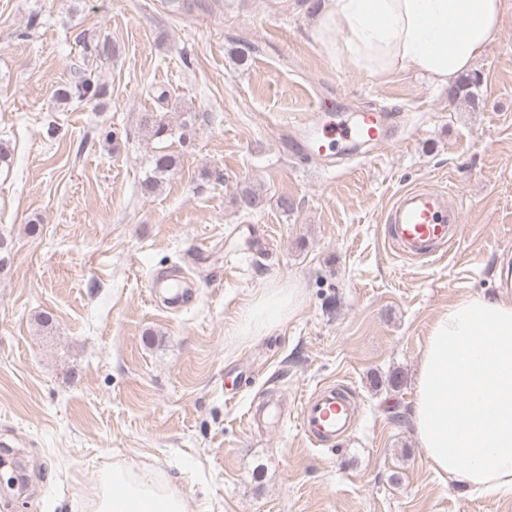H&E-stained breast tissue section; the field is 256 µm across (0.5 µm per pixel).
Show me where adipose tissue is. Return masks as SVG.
<instances>
[{
	"instance_id": "ef3b65f1",
	"label": "adipose tissue",
	"mask_w": 512,
	"mask_h": 512,
	"mask_svg": "<svg viewBox=\"0 0 512 512\" xmlns=\"http://www.w3.org/2000/svg\"><path fill=\"white\" fill-rule=\"evenodd\" d=\"M502 0H325L312 35L333 58L375 77L416 72L452 84L493 41ZM300 307L294 287L265 289L238 326L270 329ZM412 422L432 469L471 491L512 493V302L460 299L433 323ZM83 512H191L151 471L116 465Z\"/></svg>"
}]
</instances>
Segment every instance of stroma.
<instances>
[{"instance_id": "1", "label": "stroma", "mask_w": 512, "mask_h": 512, "mask_svg": "<svg viewBox=\"0 0 512 512\" xmlns=\"http://www.w3.org/2000/svg\"><path fill=\"white\" fill-rule=\"evenodd\" d=\"M323 0H0V442L24 491L0 512H82L121 464L154 471L195 512H512L433 471L412 425L431 324L461 298L500 291L512 244V0L476 60L474 102L412 72L369 78L314 41ZM109 42L107 94L59 101L79 40ZM400 113L404 139L342 173L299 165L283 139L314 105ZM193 113L181 164L140 183L156 145L141 118ZM266 198L249 213L242 185ZM447 194L463 227L446 255L398 257L384 214L401 190ZM293 202L283 211L281 197ZM178 267L198 288L173 311L147 287ZM301 308L270 331L236 328L266 282ZM401 372L399 389L385 380ZM336 382L359 418L333 448L297 425ZM286 400V425L249 408Z\"/></svg>"}]
</instances>
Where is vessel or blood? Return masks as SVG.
I'll list each match as a JSON object with an SVG mask.
<instances>
[{
    "label": "vessel or blood",
    "instance_id": "obj_1",
    "mask_svg": "<svg viewBox=\"0 0 512 512\" xmlns=\"http://www.w3.org/2000/svg\"><path fill=\"white\" fill-rule=\"evenodd\" d=\"M397 123L387 112H361L338 122L326 113L312 112L294 125L292 144L298 158L323 157L334 163L370 158L381 145H398ZM460 230V212L437 190L413 187L401 192L387 212L388 245L400 255L414 259L439 256ZM150 286L163 296L169 308L180 309L194 295V286L178 272L155 276ZM357 404L348 388L327 384L304 399L298 417L299 428L315 447L330 446L351 428ZM253 420L273 428L285 422L287 413L276 400L254 409Z\"/></svg>",
    "mask_w": 512,
    "mask_h": 512
}]
</instances>
